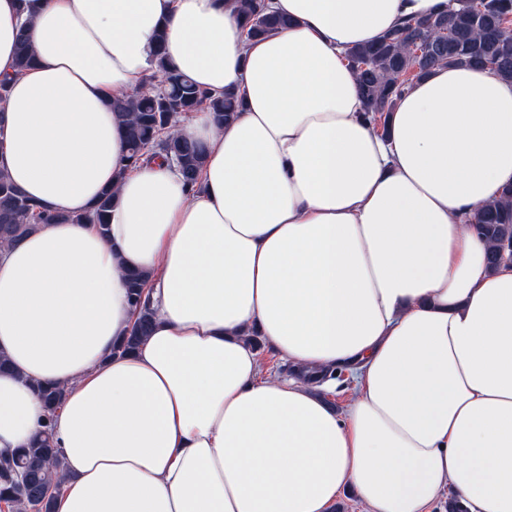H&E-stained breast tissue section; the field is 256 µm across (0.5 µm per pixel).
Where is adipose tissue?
Instances as JSON below:
<instances>
[{"label": "adipose tissue", "instance_id": "1", "mask_svg": "<svg viewBox=\"0 0 512 512\" xmlns=\"http://www.w3.org/2000/svg\"><path fill=\"white\" fill-rule=\"evenodd\" d=\"M237 0H0V169L52 213L0 251V451L44 419L64 482L54 512H512V267L488 270L474 215L512 184V80L435 67L380 135L345 61L448 0H268L288 28L246 39ZM35 55L15 65L19 32ZM169 68L235 92L224 125L191 113L195 187L126 168L111 102ZM155 324L127 355L126 273ZM342 367V409L268 372ZM253 344L256 348H261L255 336L252 338ZM263 342V340H262ZM259 351L264 364L272 371L281 377L288 378L297 375L298 373L292 368L291 364L280 357V354L270 348L263 342V346Z\"/></svg>", "mask_w": 512, "mask_h": 512}]
</instances>
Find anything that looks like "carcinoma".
Instances as JSON below:
<instances>
[{"label": "carcinoma", "mask_w": 512, "mask_h": 512, "mask_svg": "<svg viewBox=\"0 0 512 512\" xmlns=\"http://www.w3.org/2000/svg\"><path fill=\"white\" fill-rule=\"evenodd\" d=\"M238 19L247 38L269 35L288 25V20L269 11L264 0H238ZM347 60L353 68L363 102V112L373 127L385 126L386 114L414 83L436 66H483L512 79V0H459L454 7L425 19H407L377 43L355 47ZM34 61L25 33H20L16 66L28 68ZM157 61L166 71L164 83L143 87L117 99L112 109L124 121L128 146L126 161L136 167L164 158L184 181L198 183L205 164V149L179 139L172 128L199 109H207L215 122L224 124L241 106L232 93H212L188 77L166 69L163 35H158ZM112 191L103 192L94 209L83 215L53 214L23 195L7 173L0 170V250L12 245L40 224H95L108 231ZM473 231L488 245V268L494 270L512 257V186L500 199L487 204L472 221ZM147 277L128 275L130 303L136 315L129 336L119 345L123 353L135 350L149 335L154 313L146 298ZM45 409L43 430L25 448L0 453V503L12 512H52L61 478L59 450L52 424L63 391L51 385L37 386Z\"/></svg>", "instance_id": "carcinoma-1"}]
</instances>
